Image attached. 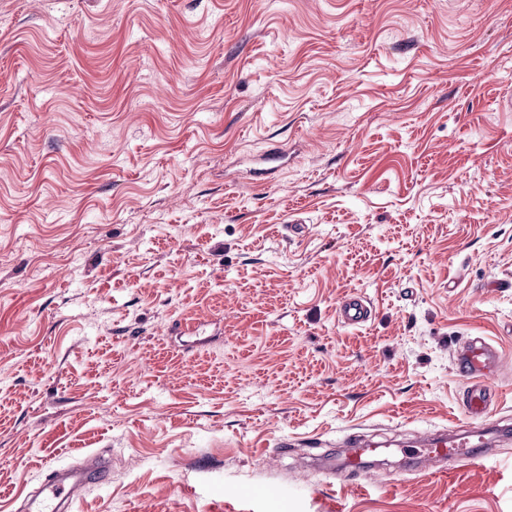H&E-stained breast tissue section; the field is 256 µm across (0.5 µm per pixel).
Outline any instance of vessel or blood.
<instances>
[{
  "instance_id": "1",
  "label": "vessel or blood",
  "mask_w": 512,
  "mask_h": 512,
  "mask_svg": "<svg viewBox=\"0 0 512 512\" xmlns=\"http://www.w3.org/2000/svg\"><path fill=\"white\" fill-rule=\"evenodd\" d=\"M337 316L341 324L359 326L368 322L371 309L361 296L352 294L341 301ZM499 363L498 351L479 336L470 338L458 350L455 364L460 375L470 384L466 407L472 416L478 417L486 412L491 393L484 379L497 370ZM349 445L353 452L337 466V474L361 471L368 465V450L359 439L351 438ZM483 446L481 431L472 429L463 434L423 439L417 447L403 449L402 454L420 466L422 471L431 472L450 458L464 463L476 460ZM109 476V464L98 454L85 457L82 464L73 468H48L38 490L23 499L20 512H72L74 504L82 499L90 486L107 481Z\"/></svg>"
}]
</instances>
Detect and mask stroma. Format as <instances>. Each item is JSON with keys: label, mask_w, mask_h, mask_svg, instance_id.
<instances>
[{"label": "stroma", "mask_w": 512, "mask_h": 512, "mask_svg": "<svg viewBox=\"0 0 512 512\" xmlns=\"http://www.w3.org/2000/svg\"><path fill=\"white\" fill-rule=\"evenodd\" d=\"M510 60L512 0H0V512H512V431L398 452L473 336L512 424ZM337 316L341 324L359 326L368 322L371 309L361 296L352 294L341 301L337 309ZM485 446L483 435L479 429H471L463 434L425 438L415 448H399L398 452L410 459L423 472L439 470L447 458L463 463L476 460L480 448ZM349 446L355 448V451L347 456V458L336 467V465H332L333 460L330 461V467L334 472V475L337 476V479L342 480L341 475L350 472V471H362L366 467L369 466V462L365 460L366 455H371L376 453L380 448H376L379 446H370L375 448H364L368 447L362 445L358 438L350 437ZM336 471V472H335ZM108 462L99 454L85 457L82 464L47 469L37 491L23 499L20 512H69L92 485L108 480Z\"/></svg>", "instance_id": "35a3bbf8"}]
</instances>
